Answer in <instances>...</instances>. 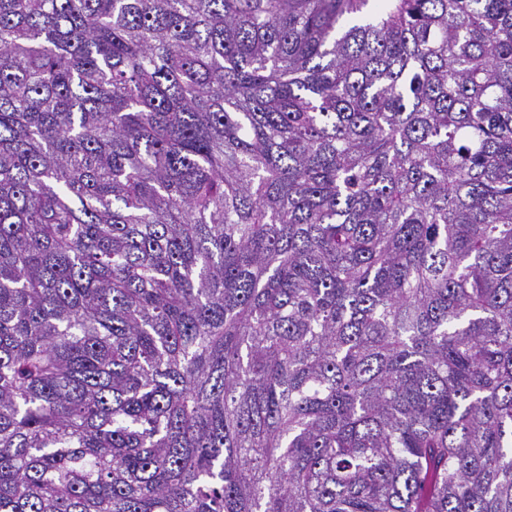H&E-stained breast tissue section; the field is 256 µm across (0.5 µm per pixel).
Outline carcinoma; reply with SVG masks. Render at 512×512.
<instances>
[{
  "mask_svg": "<svg viewBox=\"0 0 512 512\" xmlns=\"http://www.w3.org/2000/svg\"><path fill=\"white\" fill-rule=\"evenodd\" d=\"M0 0V512H512V0Z\"/></svg>",
  "mask_w": 512,
  "mask_h": 512,
  "instance_id": "cac0c4a2",
  "label": "carcinoma"
}]
</instances>
